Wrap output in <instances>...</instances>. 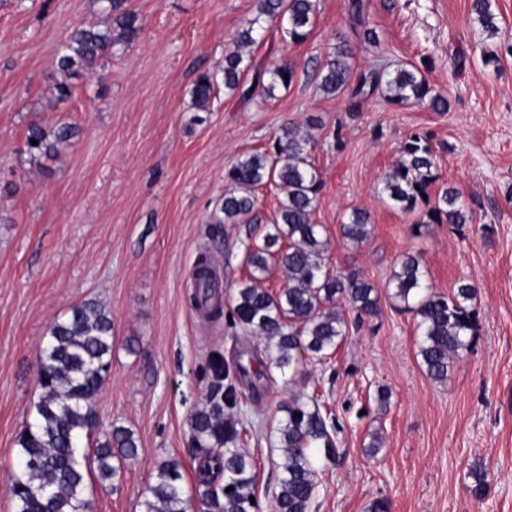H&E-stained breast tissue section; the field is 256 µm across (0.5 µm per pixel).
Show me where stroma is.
<instances>
[{"mask_svg": "<svg viewBox=\"0 0 512 512\" xmlns=\"http://www.w3.org/2000/svg\"><path fill=\"white\" fill-rule=\"evenodd\" d=\"M349 3L318 0L301 44L254 48L255 62H295L289 87L245 102L219 86L201 112L190 90L223 63L257 0H128L139 37L105 56L102 77L71 76L76 91L59 103L51 94L57 49L73 26L101 22L97 0H0V512H14L17 439L40 393L38 350L54 319L89 300L112 313L101 423L119 421L139 440L119 482L91 494L92 512H142L169 458L182 463L189 512H200L189 416L210 393V359L245 365L263 346L190 306L194 265L210 255L230 304L247 270L238 226L212 222L224 172L289 123L315 143L324 186L314 219L330 265L370 280L381 312L295 381L278 373L261 381L242 444L256 465L261 512H270L282 461L274 430L297 394L317 395L343 419L341 455L322 463L311 512H364L377 496L391 512H512V58L496 69L482 61L512 35V0L492 2L497 37L476 21L471 0H366L375 45L364 42ZM342 41L355 70L424 69L448 111L396 110L378 93L354 112L346 97L323 94L314 69ZM62 121L78 135L57 156L31 159L29 125ZM415 132L431 136L440 184L459 189L473 215L461 230L414 229L415 215L383 199L382 178ZM354 207L371 222L359 245L340 233ZM407 252L422 253L437 292L463 277L479 288L478 334L444 382L420 368L416 321L389 296ZM381 385L391 391L383 412L374 400ZM374 432L383 447L370 459L363 448ZM476 465L489 473L480 499L469 489Z\"/></svg>", "mask_w": 512, "mask_h": 512, "instance_id": "stroma-1", "label": "stroma"}]
</instances>
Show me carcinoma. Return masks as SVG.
Returning a JSON list of instances; mask_svg holds the SVG:
<instances>
[{"label":"carcinoma","instance_id":"obj_1","mask_svg":"<svg viewBox=\"0 0 512 512\" xmlns=\"http://www.w3.org/2000/svg\"><path fill=\"white\" fill-rule=\"evenodd\" d=\"M108 20L74 28L56 53L59 74L70 77L78 71L98 75L101 61L117 45L134 41L140 30L138 14L127 0H97ZM258 17L244 29L234 47L224 53V65L216 72L198 76L191 96L196 108L207 110L219 83L229 94L248 101L253 89L244 79L251 70L271 98L276 87L293 82L296 68L275 61L269 68L252 63L244 49L265 41L260 17L276 18L282 38L292 44L304 42L316 16V0H258ZM472 12L490 35L499 33L491 0H472ZM351 15L363 27L364 39L375 43L378 34L364 13V0H351ZM353 53L340 42L319 70V88L328 95L347 94L356 111L377 91L386 93L395 109L411 104L426 105L433 112L448 111V99L431 94L429 84L416 66L393 71L374 69L357 73ZM77 133L71 123L47 130L39 124L28 128L26 151L31 158L50 157ZM311 138L293 126H283L269 147L238 160L224 173L230 189L213 215L215 224H243L245 238L242 262L248 275L234 292L229 310L211 302L216 284L207 255L195 264L191 306L207 308L210 317L227 320L228 326L251 332L264 343L273 367L293 378L304 364L325 363L349 333L347 312L355 319L379 315L380 297L367 279L343 275L328 265L321 225L314 221L323 181L314 163ZM435 150L427 135L411 134L404 142L401 159L385 173L382 191L387 202L405 214H415L416 228L424 224H447L460 229L473 223V216L454 187L430 189L438 180ZM274 187L282 198L275 219L261 225L255 213V189ZM369 215L352 209L340 226L344 239L362 243L370 234ZM283 268L287 285L272 294L261 286L272 264ZM392 297L401 309L413 314L418 331L417 358L426 375L437 381L448 373L460 353L470 347L479 328L478 288L466 278L450 293L441 294L427 283L418 254H406L391 279ZM40 397L31 419L21 430L18 444L19 473L14 477V512H88L86 476L99 483L119 480L122 464L138 454L135 432L124 425H111L104 440L91 448L82 446L100 425L96 397L112 365V314L99 301H87L70 314L54 320L49 338L38 353ZM216 383L204 405L190 418V439L198 459L196 479L201 512H259L251 503L256 471L252 456L239 448L245 423L228 411L254 402L238 390L236 379L221 359L212 362ZM285 418L276 432V447L283 462L271 512H310L319 483L318 458L340 455L337 416L313 395L302 394L283 408ZM471 492L478 498L488 488V473L470 469ZM182 464L172 458L161 462L149 483L143 512H187Z\"/></svg>","mask_w":512,"mask_h":512}]
</instances>
